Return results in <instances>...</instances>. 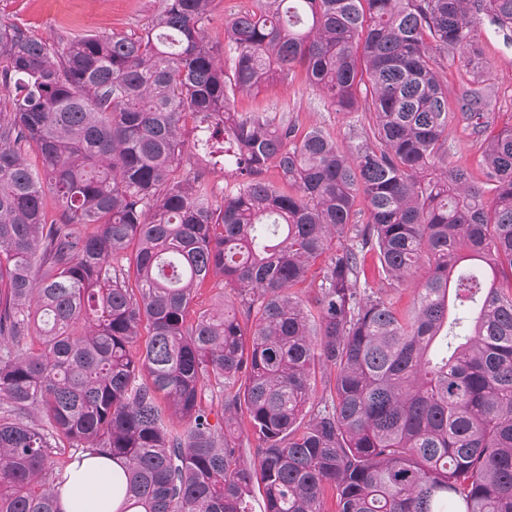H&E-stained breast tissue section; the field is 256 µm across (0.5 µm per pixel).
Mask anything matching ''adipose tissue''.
<instances>
[{
	"label": "adipose tissue",
	"instance_id": "ef3b65f1",
	"mask_svg": "<svg viewBox=\"0 0 512 512\" xmlns=\"http://www.w3.org/2000/svg\"><path fill=\"white\" fill-rule=\"evenodd\" d=\"M123 462L107 456L82 455L61 474L60 512H118L123 496Z\"/></svg>",
	"mask_w": 512,
	"mask_h": 512
}]
</instances>
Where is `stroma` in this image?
<instances>
[{"label": "stroma", "mask_w": 512, "mask_h": 512, "mask_svg": "<svg viewBox=\"0 0 512 512\" xmlns=\"http://www.w3.org/2000/svg\"><path fill=\"white\" fill-rule=\"evenodd\" d=\"M162 0H0V20L15 23L42 38L63 41L73 33H132L151 22ZM472 37L481 54V68L472 71L459 59H449L444 77L449 88L480 74L497 90L491 126L500 129L512 124V39L486 20L473 22ZM288 106L299 130L320 126L342 149L355 146L365 135L367 123L362 113L338 112L309 87L303 71L289 75L287 82L269 85L235 101L240 112ZM448 159L466 167L483 198L491 192L483 175V146L468 128L452 124L448 128Z\"/></svg>", "instance_id": "stroma-1"}]
</instances>
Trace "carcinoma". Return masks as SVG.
Listing matches in <instances>:
<instances>
[{
  "instance_id": "1",
  "label": "carcinoma",
  "mask_w": 512,
  "mask_h": 512,
  "mask_svg": "<svg viewBox=\"0 0 512 512\" xmlns=\"http://www.w3.org/2000/svg\"><path fill=\"white\" fill-rule=\"evenodd\" d=\"M213 2L62 43L0 22V512H59L65 444L123 461L143 512H251L256 488L264 512L329 489L339 512H512V125L487 133L479 77L448 102L442 66L478 67L471 18L512 31V0H257L222 46ZM296 67L368 114L350 154L286 105L235 111ZM455 120L483 139L488 210L448 166ZM424 265L398 311L387 289ZM192 168L205 170L213 193L218 199L224 194L225 189L228 190L233 185L231 178L227 177L224 180V171L219 170L220 165H218L216 169H213L211 165H208L203 159L199 158L198 164Z\"/></svg>"
}]
</instances>
